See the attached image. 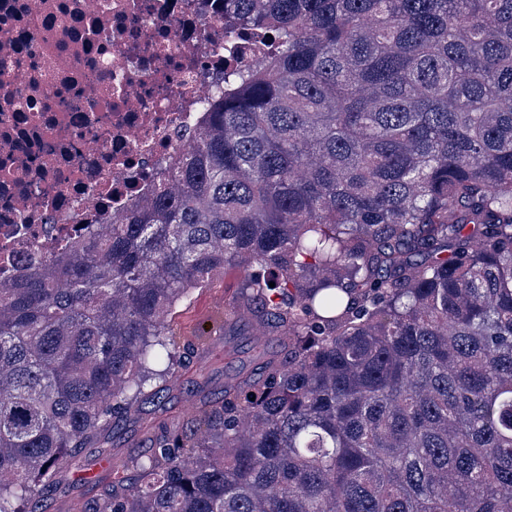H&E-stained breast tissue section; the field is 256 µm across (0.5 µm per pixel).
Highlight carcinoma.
Segmentation results:
<instances>
[{"instance_id": "carcinoma-1", "label": "carcinoma", "mask_w": 512, "mask_h": 512, "mask_svg": "<svg viewBox=\"0 0 512 512\" xmlns=\"http://www.w3.org/2000/svg\"><path fill=\"white\" fill-rule=\"evenodd\" d=\"M246 35L153 195L0 281V512L128 420L84 512H512V0H224ZM229 270L252 369L150 416Z\"/></svg>"}]
</instances>
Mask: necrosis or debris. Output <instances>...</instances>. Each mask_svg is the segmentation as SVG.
<instances>
[{"mask_svg": "<svg viewBox=\"0 0 512 512\" xmlns=\"http://www.w3.org/2000/svg\"><path fill=\"white\" fill-rule=\"evenodd\" d=\"M229 61L224 0H0V280L149 196Z\"/></svg>", "mask_w": 512, "mask_h": 512, "instance_id": "1", "label": "necrosis or debris"}]
</instances>
